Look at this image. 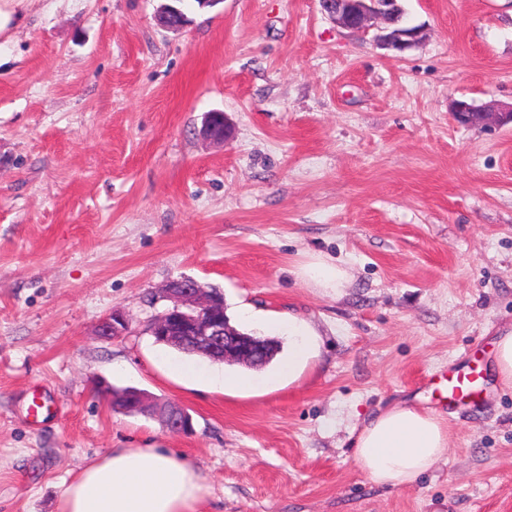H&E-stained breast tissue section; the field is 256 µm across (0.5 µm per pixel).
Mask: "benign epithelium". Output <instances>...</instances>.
<instances>
[{
    "label": "benign epithelium",
    "instance_id": "7a95c632",
    "mask_svg": "<svg viewBox=\"0 0 512 512\" xmlns=\"http://www.w3.org/2000/svg\"><path fill=\"white\" fill-rule=\"evenodd\" d=\"M398 0H335L324 14L336 26L367 33L380 21H390L397 15ZM180 9L170 4L162 8L160 23L168 28H179L184 22L176 21ZM421 32L415 27L402 25L395 29L385 28L374 35V40L387 49L403 51L420 41ZM475 105L458 99L451 112L455 120L469 125L474 118L479 123H512V106L499 108L487 105L481 112H474ZM160 298L171 302L155 315L147 329L158 342L178 350H188L211 361L226 360L252 364L262 353V343L253 336L243 335L230 328L224 318V298L217 290H208L189 278L170 281ZM129 321L120 309H114L97 324L98 335L108 340L118 339L129 333ZM121 411L154 415L172 431L189 432L191 418L180 405L167 402L158 405L143 393L131 389L120 398Z\"/></svg>",
    "mask_w": 512,
    "mask_h": 512
}]
</instances>
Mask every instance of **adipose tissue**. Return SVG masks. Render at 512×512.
<instances>
[{
    "instance_id": "adipose-tissue-1",
    "label": "adipose tissue",
    "mask_w": 512,
    "mask_h": 512,
    "mask_svg": "<svg viewBox=\"0 0 512 512\" xmlns=\"http://www.w3.org/2000/svg\"><path fill=\"white\" fill-rule=\"evenodd\" d=\"M173 370L221 393L253 384L250 378L226 375L220 364L185 361ZM354 446L355 462L371 482L405 485L447 457L450 437L443 418L396 404L367 417ZM201 491L199 474L176 453L127 448L87 467L67 485L61 512H198Z\"/></svg>"
}]
</instances>
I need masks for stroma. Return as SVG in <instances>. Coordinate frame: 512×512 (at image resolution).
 Instances as JSON below:
<instances>
[{
    "label": "stroma",
    "instance_id": "obj_1",
    "mask_svg": "<svg viewBox=\"0 0 512 512\" xmlns=\"http://www.w3.org/2000/svg\"><path fill=\"white\" fill-rule=\"evenodd\" d=\"M161 3L33 0L0 39V512H60L123 448L179 452L200 512H512V388L461 415L442 397L449 364L493 363L512 329V124L449 110L512 103V0H400L423 34L401 53L318 0H218L178 31ZM316 255L342 287L299 277ZM181 277L280 342L255 377L291 351L278 320L314 326L317 358L264 390L177 377L146 326ZM115 308L131 331L101 340ZM102 381L178 402L192 433L114 410ZM394 404L446 418L450 449L378 487L353 442ZM474 108H479L482 112H474ZM451 112L455 120L462 125H471L476 113L481 125L492 122L502 125L512 123L511 105L508 108H499L494 105L479 107L463 99H458L453 102Z\"/></svg>",
    "mask_w": 512,
    "mask_h": 512
}]
</instances>
